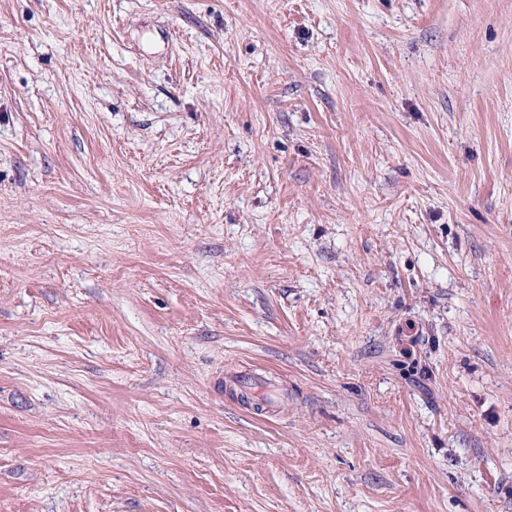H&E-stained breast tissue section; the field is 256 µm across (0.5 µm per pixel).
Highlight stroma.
<instances>
[{"label": "stroma", "mask_w": 512, "mask_h": 512, "mask_svg": "<svg viewBox=\"0 0 512 512\" xmlns=\"http://www.w3.org/2000/svg\"><path fill=\"white\" fill-rule=\"evenodd\" d=\"M0 512H512V0H0Z\"/></svg>", "instance_id": "1"}]
</instances>
